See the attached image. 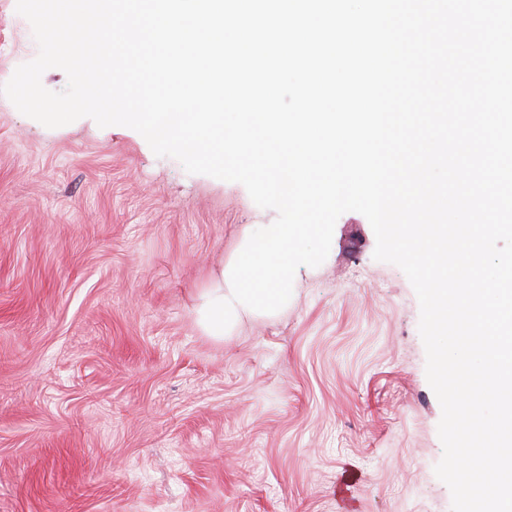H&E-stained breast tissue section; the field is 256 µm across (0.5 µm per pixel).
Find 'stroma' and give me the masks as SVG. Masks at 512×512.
I'll list each match as a JSON object with an SVG mask.
<instances>
[{
  "label": "stroma",
  "instance_id": "35a3bbf8",
  "mask_svg": "<svg viewBox=\"0 0 512 512\" xmlns=\"http://www.w3.org/2000/svg\"><path fill=\"white\" fill-rule=\"evenodd\" d=\"M37 54L0 0V85ZM276 217L131 128L0 95V512H452L419 301L362 214L285 308L198 326Z\"/></svg>",
  "mask_w": 512,
  "mask_h": 512
}]
</instances>
